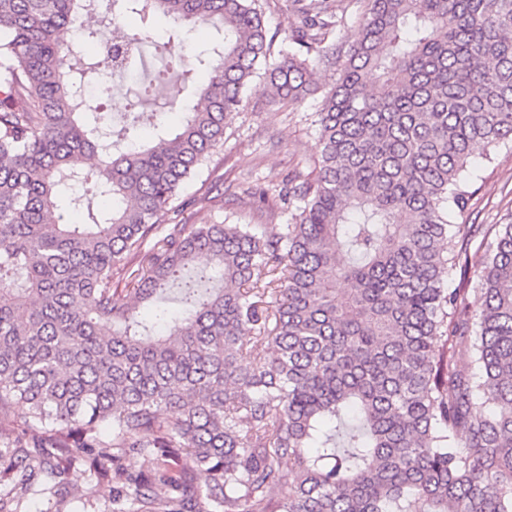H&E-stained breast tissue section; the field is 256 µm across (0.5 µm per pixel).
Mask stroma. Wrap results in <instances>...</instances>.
<instances>
[{
  "mask_svg": "<svg viewBox=\"0 0 512 512\" xmlns=\"http://www.w3.org/2000/svg\"><path fill=\"white\" fill-rule=\"evenodd\" d=\"M321 97L290 106L274 97L264 76H255L245 91V106L234 117L208 166L191 179L177 199L180 223L284 224L283 203L259 207L256 184L278 185L289 174L308 175L319 156ZM474 187L473 224L512 221V147L490 151L479 163ZM112 488L94 485L82 468H71L64 478V495L30 499L27 512H106Z\"/></svg>",
  "mask_w": 512,
  "mask_h": 512,
  "instance_id": "35a3bbf8",
  "label": "stroma"
}]
</instances>
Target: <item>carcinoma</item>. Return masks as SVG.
<instances>
[{
  "label": "carcinoma",
  "mask_w": 512,
  "mask_h": 512,
  "mask_svg": "<svg viewBox=\"0 0 512 512\" xmlns=\"http://www.w3.org/2000/svg\"><path fill=\"white\" fill-rule=\"evenodd\" d=\"M125 11L222 35L198 88L168 51L179 118L148 136L151 84L117 131L87 93L153 43ZM344 11L288 0L275 58L258 0H0V512L75 465L109 512H512V223L473 254L462 223L472 160L512 144V0ZM261 68L322 94L318 170L259 190L289 223H175Z\"/></svg>",
  "instance_id": "carcinoma-1"
}]
</instances>
